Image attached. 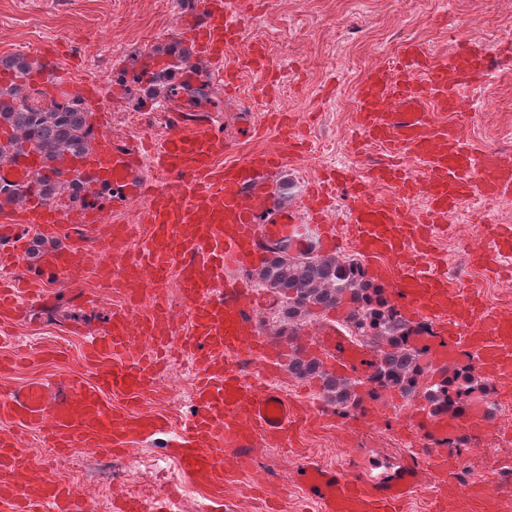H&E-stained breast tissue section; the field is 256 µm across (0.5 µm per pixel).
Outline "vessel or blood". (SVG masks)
Returning <instances> with one entry per match:
<instances>
[{
  "label": "vessel or blood",
  "instance_id": "b4317fda",
  "mask_svg": "<svg viewBox=\"0 0 512 512\" xmlns=\"http://www.w3.org/2000/svg\"><path fill=\"white\" fill-rule=\"evenodd\" d=\"M235 9V0H190L181 35L183 45L197 57L199 71L227 87L233 85L234 75L224 69V54L239 45L243 30ZM493 56V49L464 42L440 59L424 43H405L394 61L374 68L354 92L356 127L367 142L385 151L386 162L364 180L340 171L323 181L316 193L331 199L337 188L348 190L351 202L337 211L336 221L347 225L360 254L388 279L406 316L434 322L435 335L428 342L433 367L470 358L500 382L507 396L512 394V315L464 293L458 281L437 272L422 247L430 225L447 222L463 199L512 195V163L480 152L444 119L445 114L465 111L469 90L487 76ZM170 62L160 54L148 56L139 71L141 84L151 85ZM238 67L261 76L269 64L261 50L251 47L240 54ZM196 72L185 69L179 77L188 80ZM170 120L169 135L150 153L135 143L104 139L65 165L66 170H77L87 195L94 197L92 214L118 210L129 200L149 196L142 218L148 233L139 258L113 273L112 260L127 244L116 231L105 239L106 258L97 268L101 279L134 302L141 292L142 272H151L149 315L135 321L129 311L116 312L104 329L87 332L80 358L93 371V379L75 375L0 393V415L16 416L22 425L37 429L56 454L91 448L118 455L132 442L165 433L167 418L141 415L132 407L152 386L162 361L193 356L200 366L192 391L195 410L170 441V459L186 482L209 488L223 481L219 458L250 468L256 442L283 446L301 420L297 406L276 389L250 381L238 362L248 357L273 366L282 359L281 348L252 330L244 273L261 262L270 242L288 238L294 249H305L301 227L314 218L311 209L280 202L271 176L282 166L281 154L260 150L243 162L226 164L220 127L181 108L173 109ZM409 157L421 161L417 173L402 167V160ZM43 166L40 154L28 152L0 168L1 181L26 191L22 205L0 208V266L28 251L30 233L49 238L61 232L64 216L33 184ZM157 173L168 177V185H155ZM373 184L394 185L407 195L425 190L430 206L415 213L371 199ZM78 251L74 240L45 251L28 268L26 287L9 288L0 280V315L19 310L27 286L41 284L45 275L80 280ZM172 272L188 304L181 331L167 319L166 278ZM134 326L153 341L151 351L131 352L129 334ZM306 350L325 355L341 375L363 376L373 363L369 350L351 346L333 325ZM116 393L127 396V408L113 405ZM416 417L419 450L393 474L347 475L303 458L299 471L306 497L320 512H400L414 490L430 483L437 512L460 499L472 512H500L501 496L489 484H460L454 451L447 445L449 435L484 426V418L432 416L424 411ZM33 465L17 436H0V502L8 504L10 512H83L78 491L50 474H43L36 484L22 485V476Z\"/></svg>",
  "mask_w": 512,
  "mask_h": 512
}]
</instances>
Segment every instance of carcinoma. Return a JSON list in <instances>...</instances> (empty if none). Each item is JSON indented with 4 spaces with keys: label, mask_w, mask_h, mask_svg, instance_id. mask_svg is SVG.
Segmentation results:
<instances>
[{
    "label": "carcinoma",
    "mask_w": 512,
    "mask_h": 512,
    "mask_svg": "<svg viewBox=\"0 0 512 512\" xmlns=\"http://www.w3.org/2000/svg\"><path fill=\"white\" fill-rule=\"evenodd\" d=\"M42 68L38 60L23 55L0 56V72L6 74L0 80V166L28 150L40 152L45 172L36 174L34 182L43 198L55 206L65 197L79 199L83 191L76 179L62 175L58 162L65 156L86 154L95 133L91 113L78 94L62 92L58 101L44 93L46 104L33 103L32 74ZM175 77L174 71H166L149 90L166 97ZM180 89L192 104L209 99L204 85L184 83ZM252 279L257 287L284 299L280 321L288 326L290 340L298 325L313 313L346 309L345 323L358 333L360 344L376 354L366 382L373 399L395 390L408 403L432 414L449 415L486 402L484 381L458 372L454 364L432 380L430 363L425 360L427 350L411 342L400 309L385 288L368 277L359 259L320 254L314 246L293 253L291 247L275 243ZM288 367L298 378H320L324 399L337 411L360 408L357 381L327 374L317 358L296 348Z\"/></svg>",
    "instance_id": "cac0c4a2"
}]
</instances>
